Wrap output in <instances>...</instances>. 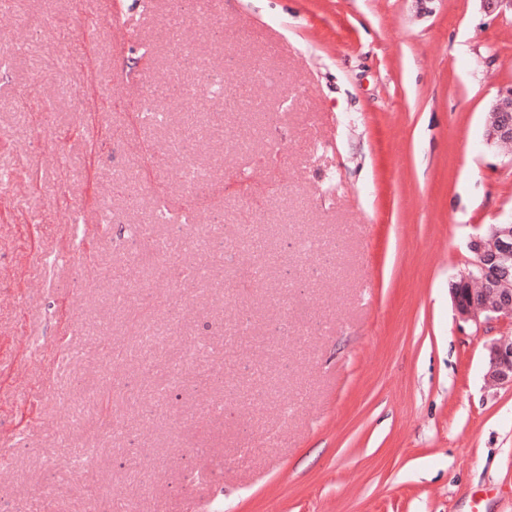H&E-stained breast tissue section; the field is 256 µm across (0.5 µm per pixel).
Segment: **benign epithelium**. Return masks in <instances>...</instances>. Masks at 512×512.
<instances>
[{
    "mask_svg": "<svg viewBox=\"0 0 512 512\" xmlns=\"http://www.w3.org/2000/svg\"><path fill=\"white\" fill-rule=\"evenodd\" d=\"M487 140L512 143V88L502 91L491 106ZM474 255L471 266L450 284V294L460 319L476 325L512 317V224H491L487 234L468 242ZM479 282L489 288L476 290ZM488 368L485 378L512 388V340L496 339L485 344Z\"/></svg>",
    "mask_w": 512,
    "mask_h": 512,
    "instance_id": "1",
    "label": "benign epithelium"
}]
</instances>
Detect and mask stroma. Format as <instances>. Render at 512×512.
I'll return each mask as SVG.
<instances>
[{
	"label": "stroma",
	"instance_id": "stroma-1",
	"mask_svg": "<svg viewBox=\"0 0 512 512\" xmlns=\"http://www.w3.org/2000/svg\"><path fill=\"white\" fill-rule=\"evenodd\" d=\"M80 0L0 10V512H512V389L449 292L470 236L512 223V146L488 113L512 87V15L479 0ZM207 61L169 62L167 19ZM152 47V59L141 56ZM224 86L199 141L213 190L143 124V80ZM191 208L189 244L156 224ZM176 246L148 315L205 345L156 398L163 352L123 301L143 278L117 225ZM257 225L278 261L236 243ZM336 256L316 261V248Z\"/></svg>",
	"mask_w": 512,
	"mask_h": 512
}]
</instances>
